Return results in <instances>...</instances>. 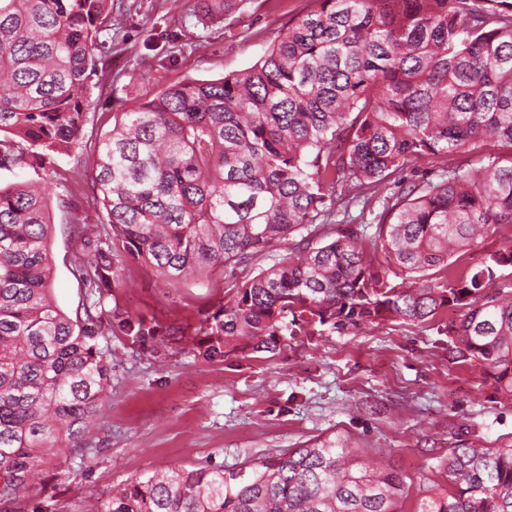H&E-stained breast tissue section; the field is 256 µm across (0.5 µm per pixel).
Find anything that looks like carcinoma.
Segmentation results:
<instances>
[{
  "label": "carcinoma",
  "mask_w": 512,
  "mask_h": 512,
  "mask_svg": "<svg viewBox=\"0 0 512 512\" xmlns=\"http://www.w3.org/2000/svg\"><path fill=\"white\" fill-rule=\"evenodd\" d=\"M232 2L195 9L211 22ZM115 25L112 0H0V169L37 157L55 173L81 146L99 36ZM459 154L480 167L448 160ZM93 170L107 247L77 264L101 297L122 264L174 285L300 235L296 256L225 289L193 344L204 359L272 352L288 323L311 335L421 325L453 307L451 352L512 405V0H314L253 65L119 113ZM336 222L333 240L310 243ZM50 224L40 188L0 187V512H53L35 504L45 483L97 451L112 377L97 339L112 321L136 339L160 333L99 301L83 320L58 308ZM491 231L502 247L474 258ZM438 472L412 512H512V445L450 448ZM407 479L337 435L244 485L174 469L86 512H405Z\"/></svg>",
  "instance_id": "cac0c4a2"
}]
</instances>
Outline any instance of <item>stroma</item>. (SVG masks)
<instances>
[{"instance_id": "1", "label": "stroma", "mask_w": 512, "mask_h": 512, "mask_svg": "<svg viewBox=\"0 0 512 512\" xmlns=\"http://www.w3.org/2000/svg\"><path fill=\"white\" fill-rule=\"evenodd\" d=\"M122 28L103 45L94 79L96 107L84 126L93 146L116 113L187 78L217 79L254 64L278 32L307 13L312 0H238L210 23L192 0L170 12L167 0H114ZM28 181L50 198L52 296L69 317L92 297L76 256L93 257L100 213L91 175L76 156L54 167L29 159L0 170V186ZM240 267L213 269L203 282L167 285L149 269L128 265L104 309L117 308L149 325L203 336L225 288L249 276ZM451 309L421 326L364 323L325 328L319 336H283L277 350L207 362L190 343L170 336L136 340L120 327L99 337L112 354L96 454L73 481H53L43 494L57 512H83L116 485L156 472L207 465L240 482L263 463L318 436L340 435L364 461L401 469L413 479L406 508L439 481L449 448L512 445V406L492 399L479 369L454 362L442 332L458 319Z\"/></svg>"}]
</instances>
